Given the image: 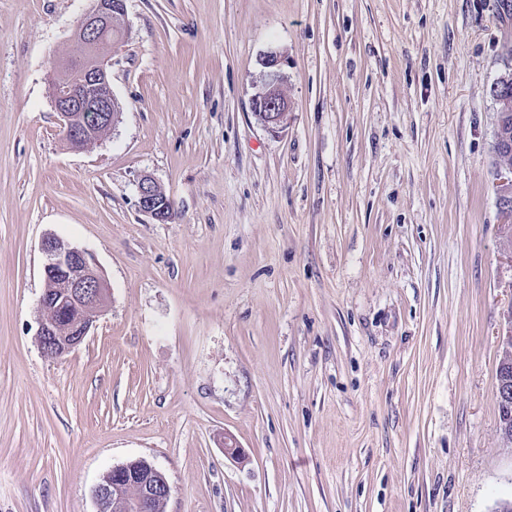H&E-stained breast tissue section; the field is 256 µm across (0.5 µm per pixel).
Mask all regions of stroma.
Returning <instances> with one entry per match:
<instances>
[{
  "label": "stroma",
  "mask_w": 512,
  "mask_h": 512,
  "mask_svg": "<svg viewBox=\"0 0 512 512\" xmlns=\"http://www.w3.org/2000/svg\"><path fill=\"white\" fill-rule=\"evenodd\" d=\"M124 5L120 114L76 151L50 85L92 0H0V512H96L137 459L167 512H496L512 0ZM270 52L276 133L251 106ZM49 233L110 294L58 358L35 340ZM500 162L511 165L512 164V155L510 156H502L500 161H496V164ZM509 165L500 164L499 165V173H498V184H497V195L500 204H504L506 207H503V211L507 215H511L510 208L512 204V167ZM509 201V205L507 206V202ZM160 187L149 176H143L138 183V204L142 212L157 221H166L171 215L172 205L169 202V215L167 209L168 199L160 196Z\"/></svg>",
  "instance_id": "obj_1"
}]
</instances>
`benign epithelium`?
Wrapping results in <instances>:
<instances>
[{"label":"benign epithelium","instance_id":"1","mask_svg":"<svg viewBox=\"0 0 512 512\" xmlns=\"http://www.w3.org/2000/svg\"><path fill=\"white\" fill-rule=\"evenodd\" d=\"M123 0H96L93 9L77 26L74 36L83 54L63 63L72 74L68 81H56L52 87V103L63 126L67 140L76 150L87 149L105 137L115 125L119 104L112 95L108 56L112 43L111 32L127 34L123 28ZM260 89L252 99L254 115L267 129L275 132L288 125L291 106L282 92L281 57L266 55ZM497 195L505 213L512 212V167L499 165ZM149 176L138 183V204L142 212L157 221L168 219L166 197ZM44 256L45 288L40 299L41 317L36 334L38 347L46 355L61 356L80 345L93 324L94 318L107 305V283L92 256L80 246L55 234H46L41 242ZM70 304L86 311L84 317L63 330L52 317L50 304ZM502 365L497 389L501 413L509 424L501 429L506 443L512 444V310L506 315V331L501 341ZM146 471L135 472L126 464L112 467V483L100 481L93 497L96 512H102L106 501H112L113 512H151V503L159 495L170 497L171 486L163 472L149 462ZM138 478L143 485L142 495L133 501H122L111 486Z\"/></svg>","mask_w":512,"mask_h":512}]
</instances>
